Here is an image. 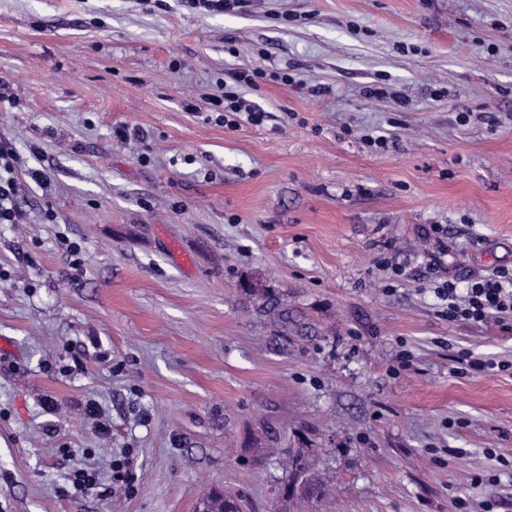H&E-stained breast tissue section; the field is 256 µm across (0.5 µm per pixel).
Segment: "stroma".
Here are the masks:
<instances>
[{
	"label": "stroma",
	"instance_id": "stroma-1",
	"mask_svg": "<svg viewBox=\"0 0 512 512\" xmlns=\"http://www.w3.org/2000/svg\"><path fill=\"white\" fill-rule=\"evenodd\" d=\"M0 140V512H512V328L437 294L512 267V0H0ZM269 78L273 81H281L284 84H291L294 82V78H291L288 74L280 75L278 73H267L264 70H233L228 72V77L237 86L256 87L257 82L260 79ZM219 99L222 100V105L224 101V110L222 109L224 114L222 113L220 116L223 117V122L226 126H239V120H243L240 118L239 114L243 112L247 114L246 121L249 123L259 124L262 121L263 116L261 112L252 109L249 106L247 107L237 92L233 90V87L228 86L225 81L224 95H221ZM12 148L0 142V224H21L23 213L17 205L18 184L13 176ZM285 460L287 473L293 474L297 482L301 481V484L305 487L306 492L309 495L314 496L316 493L315 488L309 484L306 478L309 465L304 452L299 448L292 454L288 453V455L285 457ZM230 501L232 504H230ZM238 501V498L220 491H214L203 500L202 505L206 507L208 512H241Z\"/></svg>",
	"mask_w": 512,
	"mask_h": 512
}]
</instances>
